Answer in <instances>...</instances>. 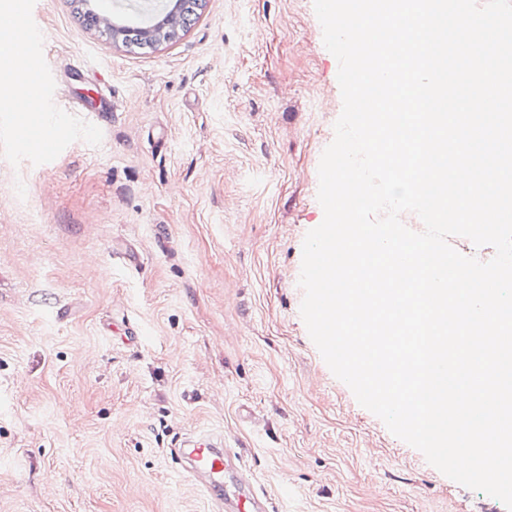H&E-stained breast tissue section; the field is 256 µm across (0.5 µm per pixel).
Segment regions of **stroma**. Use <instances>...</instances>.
<instances>
[{
    "label": "stroma",
    "instance_id": "1",
    "mask_svg": "<svg viewBox=\"0 0 512 512\" xmlns=\"http://www.w3.org/2000/svg\"><path fill=\"white\" fill-rule=\"evenodd\" d=\"M139 50L32 0L56 149L0 86V512H216L172 450L223 435L281 512H507L394 436L300 315L342 110L313 0H205ZM88 62L76 71V58ZM14 138L20 146L31 147L36 154L48 155L55 149V141L45 135L40 124L24 126L14 130Z\"/></svg>",
    "mask_w": 512,
    "mask_h": 512
}]
</instances>
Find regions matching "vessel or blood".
<instances>
[{
  "mask_svg": "<svg viewBox=\"0 0 512 512\" xmlns=\"http://www.w3.org/2000/svg\"><path fill=\"white\" fill-rule=\"evenodd\" d=\"M47 43L45 34L37 28L27 29L16 43L17 53L27 60H39ZM47 81L44 70H36L27 78L22 93L26 111L47 109ZM17 144L47 155L54 151L55 142L45 135L42 126L15 129ZM177 455L184 461V471L223 507L224 512H273L270 499L257 492L240 459L229 452L221 437L200 433L182 441Z\"/></svg>",
  "mask_w": 512,
  "mask_h": 512,
  "instance_id": "obj_1",
  "label": "vessel or blood"
}]
</instances>
